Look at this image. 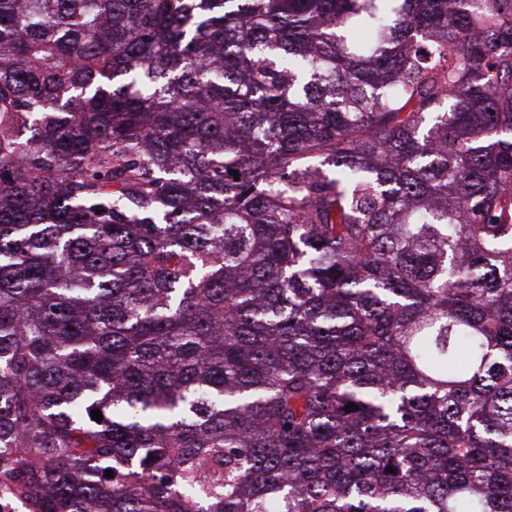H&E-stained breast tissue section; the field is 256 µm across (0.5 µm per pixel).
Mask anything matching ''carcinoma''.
Instances as JSON below:
<instances>
[{
    "label": "carcinoma",
    "instance_id": "cac0c4a2",
    "mask_svg": "<svg viewBox=\"0 0 512 512\" xmlns=\"http://www.w3.org/2000/svg\"><path fill=\"white\" fill-rule=\"evenodd\" d=\"M16 503L512 512V0H0Z\"/></svg>",
    "mask_w": 512,
    "mask_h": 512
}]
</instances>
